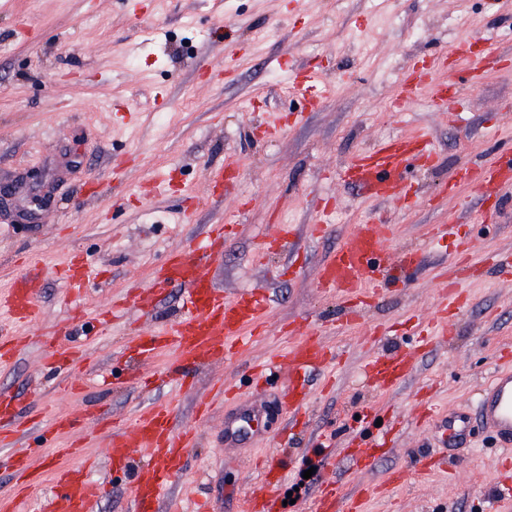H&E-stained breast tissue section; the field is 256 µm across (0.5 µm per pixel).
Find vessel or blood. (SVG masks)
Instances as JSON below:
<instances>
[{
	"mask_svg": "<svg viewBox=\"0 0 512 512\" xmlns=\"http://www.w3.org/2000/svg\"><path fill=\"white\" fill-rule=\"evenodd\" d=\"M463 59L471 64V81L479 83L485 73L502 66L506 58L496 45L487 39L472 41L464 38L455 43L450 54L439 55L429 72L423 75L408 73L402 95L409 98L428 91L430 102L437 111L457 116L459 83L448 66L449 58ZM288 76L293 88L300 92L308 104L320 97L322 73L319 68H289ZM435 152L425 136L413 138L390 137L373 147L360 151L345 171L349 184L358 188L363 196L387 199L401 204L411 201V184L406 178L408 169H420L431 164ZM240 169L229 166L209 173L208 180L215 194L233 189ZM470 187L486 207L484 221L496 219L489 209V201L498 200L504 189L512 187V150L507 151L490 165L474 163L452 171L444 184V193L454 192L459 186ZM387 226L381 224L356 225L336 253L319 268L316 286L326 294H339L350 298L345 310L346 323L357 321L378 291L391 286L392 277L402 266L411 264V252L390 258L383 247ZM231 235L227 224L211 225L199 257L191 258L178 248L170 249L165 261L155 269L145 288L131 300L132 308L147 313L165 298L168 290H182L183 315L180 320L158 327H144L124 349L123 355L133 364L130 379L140 385L156 388L176 385L193 387L198 370L223 364L232 350L245 346L254 335L271 308L273 296L264 287H255L235 295H226L212 274L214 262L224 253V244ZM490 263L500 273L512 275V255L483 256L476 261L460 258L453 266V278L443 284L444 309L461 310L465 299L457 283L468 277L479 264ZM61 271L73 295L85 292L90 280L87 264L82 255H69ZM40 275L28 263H21L19 273L7 292H0V311L7 312L12 329L0 327V366L9 365L26 338L21 329L36 320ZM101 315L77 311L64 336L45 343V359L51 369L65 372L77 354L85 347L90 328L99 327ZM296 340L288 352L277 355L267 366L287 382L288 417L300 422L305 412L306 395L298 384L300 371L320 369L330 363L326 349L304 325L292 329ZM167 349L174 350L180 370L160 371L153 363ZM414 366L412 353H385L374 357L369 368L378 386L389 389L409 375ZM479 418L483 427L495 435L503 445L512 447V367L500 370L492 381L477 394V413L452 410L448 413L445 430L450 446L462 444L470 435L472 418ZM260 417L251 409L243 410L236 423L225 426L228 446H235L246 438L249 429L258 426ZM86 425L70 415L47 412L39 421L21 419L12 396L0 393V464L8 465L15 473L21 489L38 485L42 474L35 465L33 447L25 437L39 430L41 446L54 447L56 456L74 457L81 446L68 444L55 446L59 434L85 430ZM198 444L195 432L178 428L170 404L154 403L137 409L129 425L113 431L108 446L113 464H128L127 449H141L146 461L133 471L132 495L135 512H153L162 494L185 476L183 462ZM392 440H383L376 448H356L349 456L353 469L364 472L371 469L382 450L391 448ZM104 488L90 481L81 466H61L53 473V488L48 512H95ZM250 512H281L283 500L277 469L265 475L263 490L248 505ZM316 512H360L357 497L345 496L337 483L327 484L321 491Z\"/></svg>",
	"mask_w": 512,
	"mask_h": 512,
	"instance_id": "vessel-or-blood-1",
	"label": "vessel or blood"
}]
</instances>
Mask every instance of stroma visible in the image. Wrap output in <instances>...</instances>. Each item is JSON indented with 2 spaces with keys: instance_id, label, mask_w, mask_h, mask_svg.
<instances>
[{
  "instance_id": "stroma-1",
  "label": "stroma",
  "mask_w": 512,
  "mask_h": 512,
  "mask_svg": "<svg viewBox=\"0 0 512 512\" xmlns=\"http://www.w3.org/2000/svg\"><path fill=\"white\" fill-rule=\"evenodd\" d=\"M227 24L237 30L236 55L213 80L198 62L222 67L224 46L214 32ZM462 37L493 39L512 55V0H159L152 12L146 0H9L0 10V187L14 195L0 204V287L16 257L39 262L46 273L39 331H58L69 315L54 272L71 253L100 272L83 305L107 309L124 289L145 284L169 249L194 251L209 225L226 222L236 229L215 271L218 282L230 294L265 287L275 298L259 335L184 392L114 389L84 374L75 393H66L44 368L41 346L31 344L0 367V391L14 395L20 416L35 417L48 404L75 414L100 404L120 422L135 407L165 400L179 424L191 426L198 399L221 381L240 403L261 401L263 421L226 449L224 416L232 405L215 402L176 491L185 506L207 498L218 512H241L243 501L261 490L259 468L268 456L279 455L291 474L296 449L318 440L331 445L333 457L297 507H309L324 481L358 492L399 469L405 480L384 497H367L362 512H512L499 492L501 449L494 438L478 428L463 446L445 450L434 425L411 421L424 399L438 418L451 409L474 410L478 390L512 350V278L489 268L463 282L469 305L455 317L454 336L422 346L407 333L410 321H435L442 271L454 249L449 238L428 242L430 225L454 214L477 250L512 252V188L503 190L491 225L478 222L483 205L469 189L441 191L452 168L489 163L512 148V66L464 86L453 122L431 107L428 93L397 101L408 66L426 67ZM283 58L321 69L316 107L291 92ZM116 102L136 111L134 123L116 120ZM275 119L282 132L264 138L260 127ZM415 135L427 136L437 153L434 167L411 176L422 205L403 210L368 201L342 180L359 150ZM116 161L128 164L125 180L111 176ZM231 162L241 170L236 189L211 198L208 173ZM92 178L109 190L87 200L81 192ZM323 196L335 197L336 205L329 234L317 237L308 226ZM379 220L391 227L387 250L421 253L348 331L340 296L316 286L318 269L355 225ZM281 224L294 225L295 238L255 262L264 235ZM302 320L341 360L333 379L307 375L305 425L291 449L278 454L273 438L287 424L281 382L269 378L261 398H253L248 367L284 350L288 326ZM382 347L418 350L412 375L386 395L364 376ZM380 403L381 424L364 420ZM393 425L397 448L373 470L353 473L343 459L345 441L358 432L374 439ZM107 443L104 436L89 441L81 458L105 485L95 512H127L130 477L113 468ZM441 451L453 461L451 472L418 475L424 457Z\"/></svg>"
}]
</instances>
